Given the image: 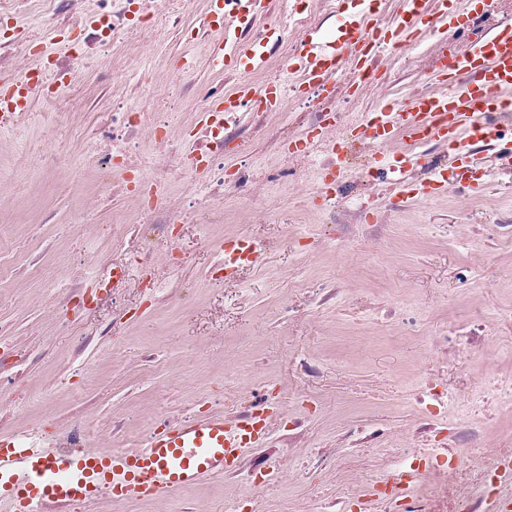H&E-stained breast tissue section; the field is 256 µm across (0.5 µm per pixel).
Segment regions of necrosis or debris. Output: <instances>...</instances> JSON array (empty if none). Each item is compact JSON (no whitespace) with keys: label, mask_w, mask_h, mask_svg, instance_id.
Listing matches in <instances>:
<instances>
[{"label":"necrosis or debris","mask_w":512,"mask_h":512,"mask_svg":"<svg viewBox=\"0 0 512 512\" xmlns=\"http://www.w3.org/2000/svg\"><path fill=\"white\" fill-rule=\"evenodd\" d=\"M342 7L343 0H263L244 24L239 0H223L222 8H211L193 26L187 17L195 0H0V131L25 135L29 112L10 109L6 100L17 81L32 85L39 100L52 108L47 115L52 146L36 156L32 168L68 176L67 157L71 150L80 151L86 167L100 178L82 212L98 239L121 248L144 269L141 286L153 293L154 304L188 307L190 299L182 290L162 289V271L194 260L193 250L180 245L178 228L207 223L229 193L258 203L262 176L241 159L254 137L271 132L277 153L285 142L296 144V165L276 170L286 185H296L303 162L322 172L335 169L337 133L359 105L355 91H381L392 110L403 111L412 97L433 94L431 68L512 20V0H481L479 8L465 12L460 30L443 33L427 48L406 41L390 46L386 57L372 56L364 67L355 53H347L337 61L331 91L324 94L308 84L299 68L302 39L330 27ZM31 17L42 24L36 39L26 33ZM224 26L238 27L244 43L267 45L262 71L247 76L225 71L204 82L196 57L186 54L175 77L159 72L137 95L123 91L125 72L122 64L113 63L114 52L141 49L171 31L197 42ZM286 69L291 86L278 107H266L260 93ZM86 71L113 90L89 128L67 109ZM228 83L250 85L256 99L233 112L214 111ZM175 97L207 110L208 118H193L185 133H174L167 109ZM108 198L124 203L128 217L103 220L101 204ZM80 264V272L63 274L54 283L49 310L57 325L103 305L126 284L124 268L98 265L87 254ZM387 315L422 337L419 363L425 373L412 395L413 422L406 429L413 446H399L395 432L355 418L344 422L333 441L317 444L310 426L318 400L302 398L298 414L286 415L271 377L226 388L225 420L235 424L260 416L273 436L247 452L230 473L240 491L225 498V512H262L268 492L297 475L335 471L343 458L366 448L378 451L369 467L347 471L335 494L318 497L299 512H512V455L492 437L493 429L512 416V358L485 372L465 416L458 411L459 396L433 371L451 361L486 359L495 347L496 328L503 320L512 321V312L489 319L476 311L439 336L430 335L426 318L413 311L393 306ZM54 360L52 347L29 353L0 323V392L16 390L20 365ZM91 423L90 411L73 415L55 444L57 452L88 448L96 435ZM96 436L101 448L110 451L130 443L117 420Z\"/></svg>","instance_id":"obj_1"}]
</instances>
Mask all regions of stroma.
<instances>
[{
	"label": "stroma",
	"instance_id": "35a3bbf8",
	"mask_svg": "<svg viewBox=\"0 0 512 512\" xmlns=\"http://www.w3.org/2000/svg\"><path fill=\"white\" fill-rule=\"evenodd\" d=\"M181 54L178 35L167 34L139 51L131 77L175 72ZM31 110L25 139L0 133V195L13 201L10 210L0 213V240L9 242L19 265L42 254L47 275L69 266L83 250L97 251L103 265H127L124 251L99 248L92 228L80 224L79 205L67 181L21 167L23 155L40 152L46 140L41 115L47 106L37 101ZM353 191L378 211L379 233L326 244L307 259L288 249L286 236L320 238L331 224L343 225L349 218L327 200L290 205L276 182L263 187L261 213L228 195L208 223L184 225L187 245L205 235H246L265 245L259 265L243 270L230 285L204 282L214 256L198 248L192 265L174 275L190 290L192 305L186 310L146 307L147 296L138 288L141 270L127 266L120 302L132 317L111 340L88 348L93 379L86 386L73 374L72 353L79 339L94 335L97 314L57 328L49 315L46 279L25 275L4 282L0 290L10 301L0 306V321L11 325L26 348L38 351L49 344L57 356L54 364L28 370L27 395L12 400V407H23L33 421L47 412L65 417L71 407L62 385L67 377L82 386L85 397L100 401L101 422L120 410L129 430L143 435L150 428L157 389L169 392L176 414L191 408L204 416L222 412L225 385L268 372L287 393L311 390L327 403L314 423L315 435L333 437L347 417L404 429L413 418L408 394L419 381L420 345L395 321L383 320L380 307L400 298L405 307L420 308L434 332L466 320L475 309L489 314L512 308V241L495 229L499 219L512 216V179L494 175L482 190L446 191L404 208L389 207L394 197L389 183L360 182ZM48 202L54 219L46 224L42 217ZM332 283L356 289L362 306L341 301L317 315L302 311L293 321L282 320L283 303L302 306L307 289ZM299 346L322 362L325 374L319 382H308L289 363V351ZM154 353L164 362L158 372L143 361ZM340 479L337 473L324 475L271 492L264 512H294L298 503L336 492ZM228 491L223 476H213L160 498L126 499L114 512H183L191 503L203 512H224Z\"/></svg>",
	"mask_w": 512,
	"mask_h": 512
}]
</instances>
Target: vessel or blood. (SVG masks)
Wrapping results in <instances>:
<instances>
[{
	"label": "vessel or blood",
	"mask_w": 512,
	"mask_h": 512,
	"mask_svg": "<svg viewBox=\"0 0 512 512\" xmlns=\"http://www.w3.org/2000/svg\"><path fill=\"white\" fill-rule=\"evenodd\" d=\"M370 4L371 0H350L343 23L329 38L314 32L306 35L301 65L313 87L326 82L340 51L351 48L361 37L362 16ZM443 75L459 86L452 96H421L404 112L384 107L375 119L382 140L399 131L413 143L449 142L454 146L448 156V172L433 174L427 181L410 177L419 160L417 153L408 151L388 160L390 183L408 200L447 187L452 175L475 190L485 185L490 170L485 161L472 155L469 139L492 117L503 122L512 119V114L499 112L495 99L496 93L512 90V25L475 44L465 57L446 66ZM262 250V244L250 238L235 240L227 247L225 271H232L236 258L242 256L258 262ZM267 437L263 423L232 425L220 414L178 418L132 451L52 456L1 436L0 501L7 502L11 512H26L30 505L45 501L63 507L86 505L105 493L117 501L135 495L161 496L224 473L241 454Z\"/></svg>",
	"instance_id": "obj_1"
}]
</instances>
